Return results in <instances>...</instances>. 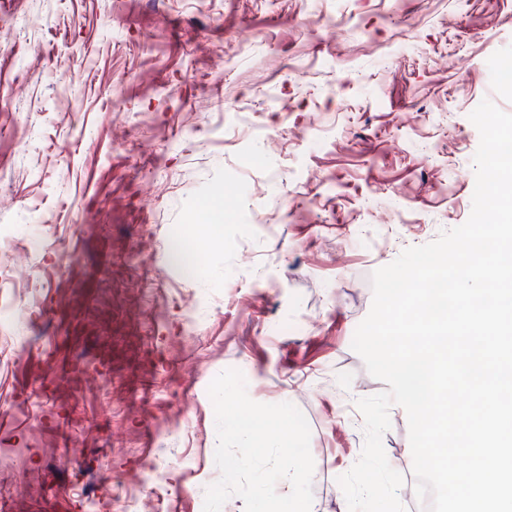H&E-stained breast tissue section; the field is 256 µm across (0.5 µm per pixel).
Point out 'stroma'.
<instances>
[{"mask_svg": "<svg viewBox=\"0 0 512 512\" xmlns=\"http://www.w3.org/2000/svg\"><path fill=\"white\" fill-rule=\"evenodd\" d=\"M509 60L512 0H0V512H202L228 369L348 512L371 277L469 218ZM170 259L174 264L182 266L190 274H197L200 271V263L195 252L181 236H177L173 240L170 248Z\"/></svg>", "mask_w": 512, "mask_h": 512, "instance_id": "35a3bbf8", "label": "stroma"}]
</instances>
